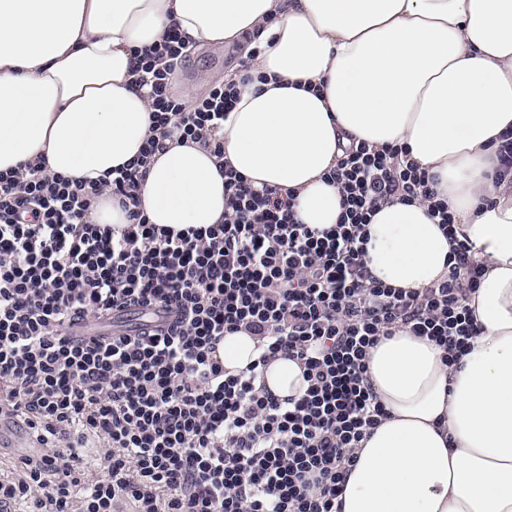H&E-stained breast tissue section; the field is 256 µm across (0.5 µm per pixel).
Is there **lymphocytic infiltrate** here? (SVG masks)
<instances>
[{
  "label": "lymphocytic infiltrate",
  "instance_id": "1",
  "mask_svg": "<svg viewBox=\"0 0 512 512\" xmlns=\"http://www.w3.org/2000/svg\"><path fill=\"white\" fill-rule=\"evenodd\" d=\"M187 55L170 29L136 51L135 84L163 137L211 144L220 158L223 223L148 221L140 190L153 138L96 180L48 173L42 157L0 171V413L43 449L19 479L0 480V512H117L123 501L135 512H334L355 448L386 416L368 380L370 348L404 326L456 359L480 332L465 304L482 274L468 243L456 242L448 276L422 293L386 286L364 264V226L388 201H430L456 234L407 147L351 146L329 173L343 195L338 223H299L291 194L255 190L223 159L220 132L252 60L189 108L172 91ZM106 191L127 224L88 220ZM156 308L165 326L70 333ZM238 332L263 342L260 364L301 363L304 394L257 388L250 368L226 375L218 347ZM89 432L106 448L96 477L80 467Z\"/></svg>",
  "mask_w": 512,
  "mask_h": 512
}]
</instances>
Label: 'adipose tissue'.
Returning a JSON list of instances; mask_svg holds the SVG:
<instances>
[{
    "label": "adipose tissue",
    "mask_w": 512,
    "mask_h": 512,
    "mask_svg": "<svg viewBox=\"0 0 512 512\" xmlns=\"http://www.w3.org/2000/svg\"><path fill=\"white\" fill-rule=\"evenodd\" d=\"M178 26L189 49L250 34L261 79L224 122V156L167 144L142 182L150 223L224 221L228 160L256 189L293 193L300 223L338 222L325 176L344 151L408 147L483 267L467 305L481 333L456 363L395 329L368 354L387 416L355 450L342 512H512V182L496 181L512 130V0H0V170L45 157L98 179L152 137L136 49ZM363 257L386 285L421 292L448 274L452 245L426 202L381 204ZM259 340L226 335L227 372L254 366L280 398L301 366H262Z\"/></svg>",
    "instance_id": "1"
}]
</instances>
